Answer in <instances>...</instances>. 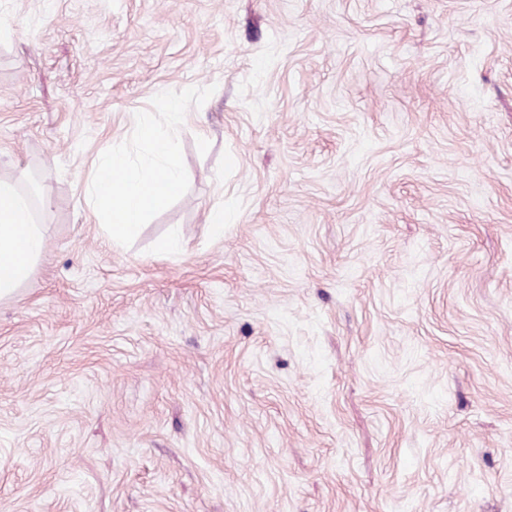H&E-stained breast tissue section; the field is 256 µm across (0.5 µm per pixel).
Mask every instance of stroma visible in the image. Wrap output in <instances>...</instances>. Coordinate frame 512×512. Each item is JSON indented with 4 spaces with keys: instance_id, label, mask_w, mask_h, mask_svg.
<instances>
[{
    "instance_id": "obj_1",
    "label": "stroma",
    "mask_w": 512,
    "mask_h": 512,
    "mask_svg": "<svg viewBox=\"0 0 512 512\" xmlns=\"http://www.w3.org/2000/svg\"><path fill=\"white\" fill-rule=\"evenodd\" d=\"M0 21L46 238L0 300V512H512V0ZM191 86L189 189L114 245L92 161Z\"/></svg>"
}]
</instances>
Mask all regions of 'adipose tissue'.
Returning a JSON list of instances; mask_svg holds the SVG:
<instances>
[{
  "label": "adipose tissue",
  "instance_id": "1",
  "mask_svg": "<svg viewBox=\"0 0 512 512\" xmlns=\"http://www.w3.org/2000/svg\"><path fill=\"white\" fill-rule=\"evenodd\" d=\"M46 239L19 185L0 179V299L12 297L32 274Z\"/></svg>",
  "mask_w": 512,
  "mask_h": 512
}]
</instances>
